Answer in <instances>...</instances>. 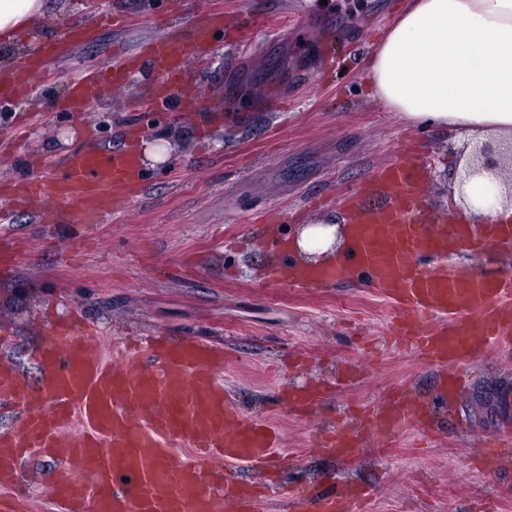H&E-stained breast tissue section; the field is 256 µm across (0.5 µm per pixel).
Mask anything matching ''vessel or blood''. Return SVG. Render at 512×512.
Instances as JSON below:
<instances>
[{
    "mask_svg": "<svg viewBox=\"0 0 512 512\" xmlns=\"http://www.w3.org/2000/svg\"><path fill=\"white\" fill-rule=\"evenodd\" d=\"M225 31L220 0H209L191 40L160 38L144 45L159 74L157 101H168L187 59H206ZM85 30L66 28L45 42L38 60L0 76V98L48 77L49 62L71 43L87 39ZM133 57L75 80L61 111L81 112L90 93L120 87ZM147 172L134 149L71 153L56 168L12 188L17 205L36 204L55 212L77 211L87 231L107 214L125 210L142 193ZM423 175L415 163L398 160L372 174L354 201L349 247L333 265L316 270L289 268V282L320 288L343 279L365 278L399 310L396 333L444 372L442 397H450L471 365L493 345L512 346V280L487 281L463 276L448 266H423L419 253L447 254L449 247L476 248L493 240L512 247V224L425 223ZM44 378L32 390L10 364L0 363V408L21 412L20 427L0 433V477L16 471L31 452L55 459L52 487L66 512H255L257 493L236 483L229 465L266 463L273 435L241 415L215 378L224 356L206 345L168 343L149 338L106 363L92 356L85 332L66 329L42 350ZM79 418L82 430L68 425ZM408 393H396L388 406L374 409L369 422L383 439L422 421ZM194 448L195 458L175 455L172 443ZM315 448L336 456L352 455L356 438L342 428L316 438ZM291 506L316 503L315 512H362L360 489L313 494L290 490Z\"/></svg>",
    "mask_w": 512,
    "mask_h": 512,
    "instance_id": "1",
    "label": "vessel or blood"
}]
</instances>
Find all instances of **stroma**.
I'll list each match as a JSON object with an SVG mask.
<instances>
[{
	"label": "stroma",
	"mask_w": 512,
	"mask_h": 512,
	"mask_svg": "<svg viewBox=\"0 0 512 512\" xmlns=\"http://www.w3.org/2000/svg\"><path fill=\"white\" fill-rule=\"evenodd\" d=\"M278 34L254 23L250 49L224 43L216 57L188 63L185 83L199 93V109L172 105L155 113L148 137L180 129L166 161L150 171L147 189L127 214L113 217L95 243L74 249L83 226L77 215L55 222L16 212L10 230L19 248L14 271L0 278V361L12 363L31 386L43 369L37 352L57 323L79 316L96 330L93 353L114 350L139 336L192 339L222 350L220 378L242 415L274 428L285 465L267 483L259 512H288L284 491L360 485L368 512H512V460L489 472L475 459L493 441L512 443V350L475 364L452 405L437 396L440 373L410 349L394 345L390 305L365 282L348 280L321 290L269 280L285 260L271 248L258 214L279 206L293 214L282 233L325 211L345 212L347 192L412 141L428 174V212L445 208L456 170L453 136L404 125L373 98L367 59L406 0H281ZM200 0H112L128 16L102 26L82 15H47L32 37L45 42L62 24L93 32L36 82L39 100L21 94L25 138L0 159V182L33 174L46 154L64 159L94 147L120 150L132 128L146 126L135 100L152 81L125 85L112 96H92L87 111L57 112L71 78L107 67L163 35H188ZM333 30L327 76L319 65L311 27ZM107 112L102 131L94 113ZM448 265L489 281L512 267V253L487 244L460 247ZM318 386L308 409L285 394ZM396 388L412 392L427 412L425 427L380 441L361 415L384 406ZM355 430L354 456L311 451L320 432ZM47 457L27 465L13 484L0 485V512H60L45 474Z\"/></svg>",
	"instance_id": "stroma-1"
}]
</instances>
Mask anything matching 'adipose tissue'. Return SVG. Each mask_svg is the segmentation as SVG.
Wrapping results in <instances>:
<instances>
[{
	"instance_id": "adipose-tissue-1",
	"label": "adipose tissue",
	"mask_w": 512,
	"mask_h": 512,
	"mask_svg": "<svg viewBox=\"0 0 512 512\" xmlns=\"http://www.w3.org/2000/svg\"><path fill=\"white\" fill-rule=\"evenodd\" d=\"M51 0H0V69L12 66L21 38L51 11ZM374 98L400 120L430 123L464 143L456 168L473 147L512 141V0H409L376 46L368 66ZM455 200L466 223H512V196L503 176L488 172ZM345 218L328 213L290 244L312 266L332 253Z\"/></svg>"
}]
</instances>
